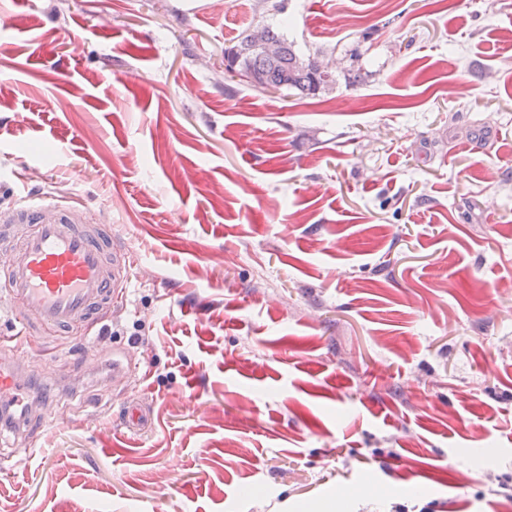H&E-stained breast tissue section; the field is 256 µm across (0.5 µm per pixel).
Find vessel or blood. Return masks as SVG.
I'll return each instance as SVG.
<instances>
[{
	"label": "vessel or blood",
	"mask_w": 512,
	"mask_h": 512,
	"mask_svg": "<svg viewBox=\"0 0 512 512\" xmlns=\"http://www.w3.org/2000/svg\"><path fill=\"white\" fill-rule=\"evenodd\" d=\"M131 255L119 248L95 214L79 206L23 199L0 210V293L18 303L21 333L88 335L130 280ZM18 351L0 336V404L22 403ZM134 433L151 424L141 403L122 405Z\"/></svg>",
	"instance_id": "b4317fda"
}]
</instances>
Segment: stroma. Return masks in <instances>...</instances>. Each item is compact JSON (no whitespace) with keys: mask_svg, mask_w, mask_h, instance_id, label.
Returning a JSON list of instances; mask_svg holds the SVG:
<instances>
[{"mask_svg":"<svg viewBox=\"0 0 512 512\" xmlns=\"http://www.w3.org/2000/svg\"><path fill=\"white\" fill-rule=\"evenodd\" d=\"M263 25L336 83H225ZM45 195L135 265L19 340L0 512H512V0H0V208ZM124 427L134 433H139L151 425L150 412L141 403L126 400L122 405Z\"/></svg>","mask_w":512,"mask_h":512,"instance_id":"35a3bbf8","label":"stroma"}]
</instances>
